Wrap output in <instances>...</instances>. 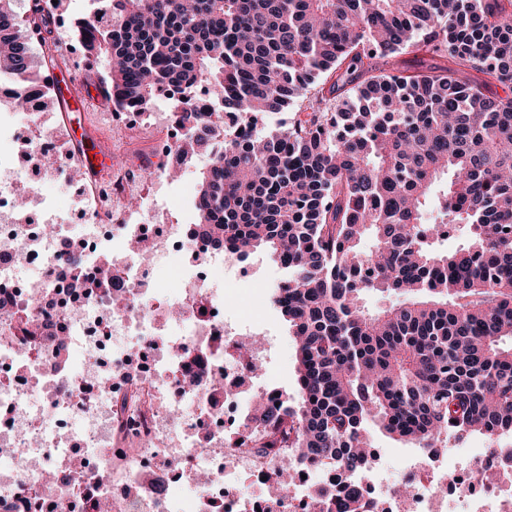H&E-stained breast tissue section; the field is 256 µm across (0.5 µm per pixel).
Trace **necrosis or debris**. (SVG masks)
Instances as JSON below:
<instances>
[{
	"label": "necrosis or debris",
	"mask_w": 512,
	"mask_h": 512,
	"mask_svg": "<svg viewBox=\"0 0 512 512\" xmlns=\"http://www.w3.org/2000/svg\"><path fill=\"white\" fill-rule=\"evenodd\" d=\"M150 118L162 161L71 181L74 233L54 224L36 185L45 174L36 159L74 165L43 112L0 126V512H95L103 501L109 512H334L344 487L365 512H512L508 443L409 457L395 482L373 461L354 475L306 463L287 491L270 494L282 455L257 448L265 433L247 411L259 390L252 364L263 354L239 357L243 334L225 317L227 292L204 272L239 265L187 225L144 224L165 201L145 196L142 178L167 187L166 169L179 162L177 122L167 112ZM132 196L139 207H128ZM21 197L37 218L18 220ZM139 240L148 262L130 248ZM179 251L196 268L181 271L168 293L161 277ZM74 258L109 261V295L73 293ZM23 308L41 328L40 348L13 327ZM250 481L258 484L252 501L240 492Z\"/></svg>",
	"instance_id": "4bbe7bcc"
}]
</instances>
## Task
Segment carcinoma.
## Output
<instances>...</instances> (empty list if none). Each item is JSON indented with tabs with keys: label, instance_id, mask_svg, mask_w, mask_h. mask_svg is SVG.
Here are the masks:
<instances>
[{
	"label": "carcinoma",
	"instance_id": "1",
	"mask_svg": "<svg viewBox=\"0 0 512 512\" xmlns=\"http://www.w3.org/2000/svg\"><path fill=\"white\" fill-rule=\"evenodd\" d=\"M12 2L0 74L26 81L52 28ZM103 2L74 34L111 64L106 100L174 88L176 152L209 157L191 235L289 272L272 302L297 390L253 414L264 450L291 449L274 489L297 459L361 471L372 425L424 452L512 432V0ZM294 105L306 118L256 128ZM450 226L464 242L440 250ZM371 292L402 301L371 314Z\"/></svg>",
	"mask_w": 512,
	"mask_h": 512
}]
</instances>
